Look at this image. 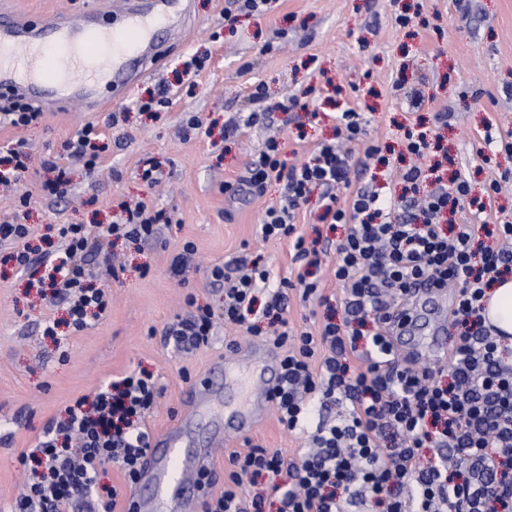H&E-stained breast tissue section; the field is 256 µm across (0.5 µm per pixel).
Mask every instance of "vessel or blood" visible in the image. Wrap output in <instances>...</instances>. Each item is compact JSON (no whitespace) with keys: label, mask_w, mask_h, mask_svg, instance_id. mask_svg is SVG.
Listing matches in <instances>:
<instances>
[{"label":"vessel or blood","mask_w":512,"mask_h":512,"mask_svg":"<svg viewBox=\"0 0 512 512\" xmlns=\"http://www.w3.org/2000/svg\"><path fill=\"white\" fill-rule=\"evenodd\" d=\"M188 12L189 0H112L105 12L80 13L64 21L47 16L35 26L27 16L0 7V87L28 98L48 113L62 111L75 102L92 112L101 110L107 101H120L126 89L154 72L165 51V36L183 41ZM46 54L65 63L67 74L63 80L53 79L52 67L43 66ZM109 59L115 60L116 66L111 98L105 101L96 89L92 63ZM18 60L31 68H43L44 78L18 77L14 68ZM439 296V290H422L412 320L400 338L410 357L437 365L448 359L445 324L432 328L427 346L416 344L414 335L427 306ZM244 358L257 360L258 365L245 406L225 422L224 430L245 436L259 426L279 369V356L266 341L237 347L235 360L214 363L209 378L189 387L185 414L151 438L135 491L127 501L129 512H199L206 491L189 477L210 471L212 451L201 448L184 456L186 425L189 418L209 411L214 395L212 374L232 372L237 361Z\"/></svg>","instance_id":"vessel-or-blood-1"}]
</instances>
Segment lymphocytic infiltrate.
Masks as SVG:
<instances>
[{
    "instance_id": "f902f5d3",
    "label": "lymphocytic infiltrate",
    "mask_w": 512,
    "mask_h": 512,
    "mask_svg": "<svg viewBox=\"0 0 512 512\" xmlns=\"http://www.w3.org/2000/svg\"><path fill=\"white\" fill-rule=\"evenodd\" d=\"M353 108L336 114V143L320 146L305 162L287 164L276 139H268L247 165L248 175L232 188L230 200L270 181L285 182V204L269 207L260 224L263 240H288L294 261L315 266L316 247L308 245L294 222L301 201L321 189L320 223L343 226L336 243L333 275L343 291L341 321L317 331L294 332L288 325V289L298 285L302 300L328 304L315 282L297 272L295 280L269 287L270 273L259 259L241 254L209 272L211 285L224 291V322L257 333L252 322L256 295L267 292L262 317L281 355V379L271 395L279 422L291 432L310 433L312 450L285 458L281 449L249 445L230 451L224 489L207 495L204 512H484L496 493L500 512H512V365H506L496 336L485 325V292L512 272V223L499 222L489 236L504 240L499 249L478 250L471 225L451 222L463 211L466 180L438 182L420 194L424 171L402 170L410 202L396 204L381 189L352 188L351 154L338 141L363 134ZM94 124L69 142L71 157L87 172L100 165L107 146ZM32 167L18 148L0 151V184L15 187V207L25 210L33 193L55 198L71 191V169L43 159L35 191L23 187ZM350 189L347 206L336 191ZM119 222L91 228L50 224L44 241L63 250L47 265L31 247L26 224H0V240L15 243L10 253L18 270L48 285L51 298L69 300L71 325L87 328L109 306L85 260L101 256L102 242L122 237L134 242L156 238L166 215L147 202H120ZM452 290L448 318L458 334L444 366H427L399 352L394 336L419 285ZM189 311L161 331L165 344L189 354L208 347L215 331L209 306L188 296ZM161 396L153 373L132 371L111 380L93 399H79L63 421L49 423L33 452L20 454L24 488L7 512H114L115 486L99 481L101 467L118 463L135 483L150 447L146 418ZM337 409V422L324 412Z\"/></svg>"
}]
</instances>
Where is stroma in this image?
<instances>
[{
    "instance_id": "obj_1",
    "label": "stroma",
    "mask_w": 512,
    "mask_h": 512,
    "mask_svg": "<svg viewBox=\"0 0 512 512\" xmlns=\"http://www.w3.org/2000/svg\"><path fill=\"white\" fill-rule=\"evenodd\" d=\"M232 5L191 0L186 42L131 86L114 110L89 112L75 103L35 126H0V147L24 142L36 161L65 160L69 141L87 123L109 140L99 172L73 170L71 195L33 197L23 214L13 199L0 196V223L29 225L32 245H39L49 224L111 223L121 200L151 199L172 218L156 239L115 243L112 251L124 269L101 280L108 311L81 331L64 324L68 302L43 300L29 275L7 262V248H0V503L11 502L25 480L18 456L34 448L45 426L63 418L78 398L93 396L113 377L147 369L162 388L149 419L157 429L183 411L185 391L227 356L229 341H251L250 333L222 325L210 346L191 354L164 344L159 331L187 313V294L223 314L224 291L210 286V267L244 251L260 257L271 283L296 274L288 241L258 234L266 209L284 201V183L227 202L226 185L245 175L266 134L251 114L269 113L282 155L292 163L334 141L338 105L354 108L365 133L351 145V186L379 185L396 200L402 185L395 173L410 162L402 153L401 126L420 120L435 127L434 113L449 112L447 125L437 127L446 167L471 188V203L457 214V223L472 225L478 234L484 225L512 221V152L497 143L512 134V0H266L260 13L238 14L228 28L224 12ZM399 15L408 16L409 25H398ZM195 54L210 61L190 78L183 64ZM161 84L169 107L155 114L138 111L137 100ZM258 84L264 97L255 102L249 93ZM414 87L428 100L417 116L406 105ZM313 88L320 94L316 111H282L289 98L306 100ZM191 113L204 126L212 124V133L186 127ZM231 121L238 131L228 139L224 127ZM371 145L381 147L388 165L363 166ZM148 160L161 168V181L152 188L141 179ZM492 178L503 190L490 200L485 190ZM188 242L195 252L182 278L171 263ZM54 319L61 323L58 335H44L45 321ZM250 440L289 457L311 446L308 435L283 428L272 409Z\"/></svg>"
}]
</instances>
